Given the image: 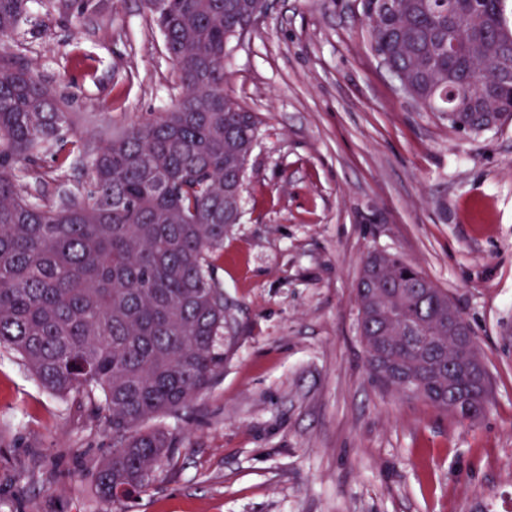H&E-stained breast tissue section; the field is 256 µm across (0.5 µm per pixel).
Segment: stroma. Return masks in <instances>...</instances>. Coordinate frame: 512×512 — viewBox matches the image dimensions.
Returning <instances> with one entry per match:
<instances>
[{
  "label": "stroma",
  "mask_w": 512,
  "mask_h": 512,
  "mask_svg": "<svg viewBox=\"0 0 512 512\" xmlns=\"http://www.w3.org/2000/svg\"><path fill=\"white\" fill-rule=\"evenodd\" d=\"M225 63L261 120L242 216L213 263L230 354L125 512H512V121L460 133L370 47L362 0H270ZM15 53L118 134L180 92L142 0L62 24L37 0ZM374 251L416 264L469 323L491 381L462 421L370 375L355 286ZM112 433L0 350V512H103Z\"/></svg>",
  "instance_id": "obj_1"
}]
</instances>
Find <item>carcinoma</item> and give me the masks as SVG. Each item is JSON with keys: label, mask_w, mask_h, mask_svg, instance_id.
Here are the masks:
<instances>
[{"label": "carcinoma", "mask_w": 512, "mask_h": 512, "mask_svg": "<svg viewBox=\"0 0 512 512\" xmlns=\"http://www.w3.org/2000/svg\"><path fill=\"white\" fill-rule=\"evenodd\" d=\"M503 0H394L387 15L367 9L372 49L391 54V73L410 100L440 112L451 128L488 130L487 109L512 121V89L498 86L512 45L498 39ZM80 17L92 0H48ZM181 93L168 108L124 132L88 138L64 99L11 52L30 0H0V348L17 353L39 383L112 430V452L95 472L111 512L146 491L173 444L144 428L177 416L209 388L229 351L224 291L213 260L238 223L226 194L244 188L258 138L256 113L224 89V63L266 0H144ZM456 43L448 57V42ZM481 107L448 112V100ZM71 168L79 169L72 180ZM42 187L35 197L28 181ZM413 279L395 253L375 252L360 278ZM419 303L406 288L381 302L357 291L368 368L400 396L448 410L453 337L448 292ZM455 390L480 403L475 376Z\"/></svg>", "instance_id": "obj_1"}]
</instances>
